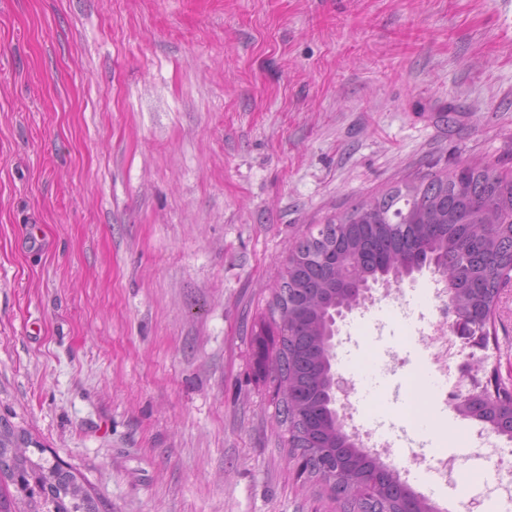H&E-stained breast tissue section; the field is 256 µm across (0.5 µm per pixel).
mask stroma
<instances>
[{"label":"stroma","mask_w":512,"mask_h":512,"mask_svg":"<svg viewBox=\"0 0 512 512\" xmlns=\"http://www.w3.org/2000/svg\"><path fill=\"white\" fill-rule=\"evenodd\" d=\"M468 163L512 172V0H0V418L98 512H340L254 328L300 239ZM440 281L338 323L337 375L390 369V426ZM496 329L475 382L512 376V283ZM380 460L435 512L471 486Z\"/></svg>","instance_id":"obj_1"}]
</instances>
